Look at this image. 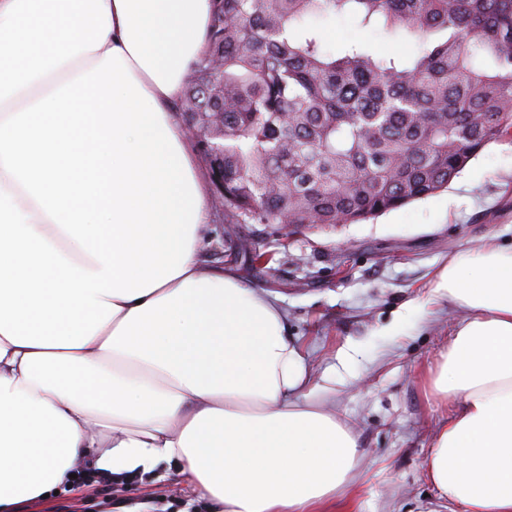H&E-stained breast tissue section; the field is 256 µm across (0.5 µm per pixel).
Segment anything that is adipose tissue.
<instances>
[{
	"instance_id": "adipose-tissue-1",
	"label": "adipose tissue",
	"mask_w": 512,
	"mask_h": 512,
	"mask_svg": "<svg viewBox=\"0 0 512 512\" xmlns=\"http://www.w3.org/2000/svg\"><path fill=\"white\" fill-rule=\"evenodd\" d=\"M210 0H0V512L79 466L177 462L219 512H315L353 431L311 400L280 299L203 267L211 199L176 105ZM466 309L427 378L437 512H512V244L449 256Z\"/></svg>"
}]
</instances>
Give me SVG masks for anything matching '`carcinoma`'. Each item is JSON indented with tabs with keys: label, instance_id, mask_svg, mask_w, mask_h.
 Returning a JSON list of instances; mask_svg holds the SVG:
<instances>
[{
	"label": "carcinoma",
	"instance_id": "carcinoma-1",
	"mask_svg": "<svg viewBox=\"0 0 512 512\" xmlns=\"http://www.w3.org/2000/svg\"><path fill=\"white\" fill-rule=\"evenodd\" d=\"M179 112H222L224 219L358 224L447 188L512 135V0H211ZM405 31L414 54L331 51L308 17Z\"/></svg>",
	"mask_w": 512,
	"mask_h": 512
}]
</instances>
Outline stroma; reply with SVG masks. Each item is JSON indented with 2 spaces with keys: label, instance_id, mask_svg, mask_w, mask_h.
<instances>
[{
  "label": "stroma",
  "instance_id": "stroma-1",
  "mask_svg": "<svg viewBox=\"0 0 512 512\" xmlns=\"http://www.w3.org/2000/svg\"><path fill=\"white\" fill-rule=\"evenodd\" d=\"M328 48L356 39L410 53L404 33L359 28L347 17H314ZM205 263L234 268L247 287L279 296L288 337L301 348L316 386L313 401L332 409L358 436L354 477L322 512H430L435 499L423 460L447 405L425 394L459 311L430 299L435 269L486 237L512 241V136L488 145L447 190L359 224H305L282 236L270 224H230L213 211ZM273 252L255 268L234 256L239 242ZM402 318L397 335L386 331ZM161 479L84 478L50 504L23 512H215L190 492L177 464Z\"/></svg>",
  "mask_w": 512,
  "mask_h": 512
}]
</instances>
